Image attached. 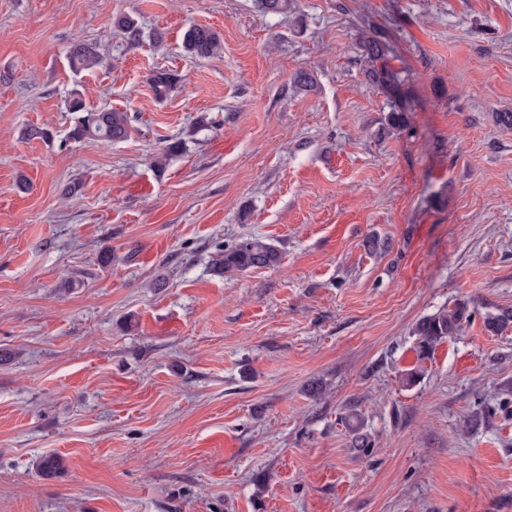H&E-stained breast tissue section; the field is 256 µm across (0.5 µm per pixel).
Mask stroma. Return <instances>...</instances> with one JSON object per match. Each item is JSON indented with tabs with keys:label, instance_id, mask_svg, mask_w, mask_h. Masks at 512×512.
Here are the masks:
<instances>
[{
	"label": "stroma",
	"instance_id": "35a3bbf8",
	"mask_svg": "<svg viewBox=\"0 0 512 512\" xmlns=\"http://www.w3.org/2000/svg\"><path fill=\"white\" fill-rule=\"evenodd\" d=\"M192 24L216 55L184 50ZM76 38L103 67L71 71ZM158 70L181 79L163 100ZM76 92L129 137L72 140ZM498 112L512 0H0V512H512V324L485 327L512 309ZM251 237L281 265L215 275ZM457 303L471 319L418 360L417 321ZM183 47L194 57L208 58L221 49V38L209 27L192 25L184 33ZM366 56L372 63L380 62L381 64L373 65L368 71V78L373 85L381 88L391 96L396 95L398 84L397 78L389 71L387 67V56L389 48L387 44L379 39L370 37L363 44ZM341 422L350 434V448L361 455H369L373 451V442L367 433L362 431L361 416L355 409H349L341 418Z\"/></svg>",
	"mask_w": 512,
	"mask_h": 512
}]
</instances>
